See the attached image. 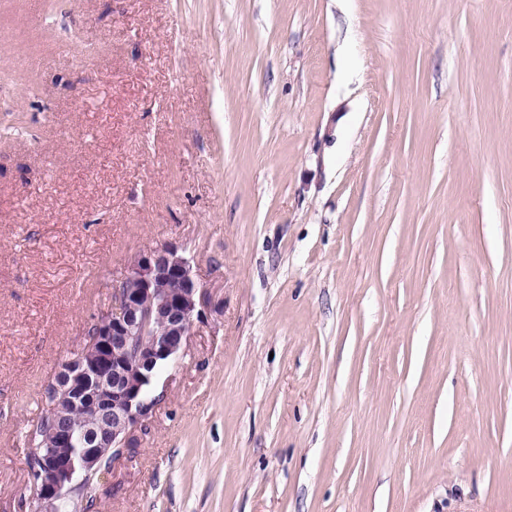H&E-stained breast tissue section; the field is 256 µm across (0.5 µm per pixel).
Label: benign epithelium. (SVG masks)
Instances as JSON below:
<instances>
[{
	"label": "benign epithelium",
	"instance_id": "7a95c632",
	"mask_svg": "<svg viewBox=\"0 0 512 512\" xmlns=\"http://www.w3.org/2000/svg\"><path fill=\"white\" fill-rule=\"evenodd\" d=\"M191 260L173 243L141 252L112 291V300L83 346L50 381L45 409L52 427L35 453H44L35 512L81 502L91 481L112 474V461L150 415L158 370L178 359L194 318L199 290Z\"/></svg>",
	"mask_w": 512,
	"mask_h": 512
}]
</instances>
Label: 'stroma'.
I'll return each mask as SVG.
<instances>
[{
  "instance_id": "obj_1",
  "label": "stroma",
  "mask_w": 512,
  "mask_h": 512,
  "mask_svg": "<svg viewBox=\"0 0 512 512\" xmlns=\"http://www.w3.org/2000/svg\"><path fill=\"white\" fill-rule=\"evenodd\" d=\"M168 242L207 302L93 512H512V0H0V512Z\"/></svg>"
}]
</instances>
